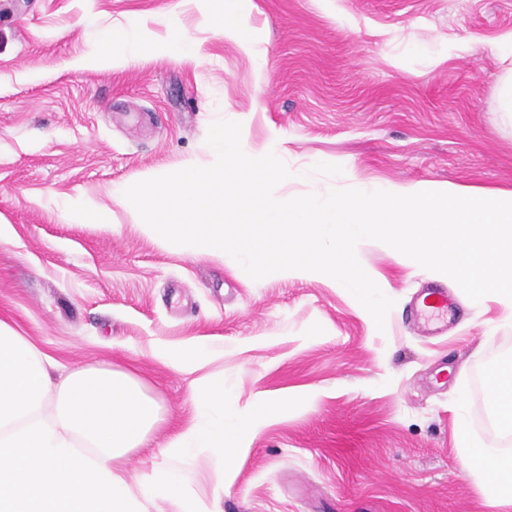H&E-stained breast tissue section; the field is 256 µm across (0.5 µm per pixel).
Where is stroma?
<instances>
[{"instance_id":"35a3bbf8","label":"stroma","mask_w":512,"mask_h":512,"mask_svg":"<svg viewBox=\"0 0 512 512\" xmlns=\"http://www.w3.org/2000/svg\"><path fill=\"white\" fill-rule=\"evenodd\" d=\"M214 0H0V320L71 370L132 372L162 407L145 447L114 459L133 479L178 468L164 445L191 418L192 384L223 378L230 406L288 394L261 417L232 468L208 453L191 490L204 512H496L454 443L465 400L474 449L485 375L512 355V318L460 286L448 332L408 316L433 272L373 240L359 261L394 302L377 330L326 278L252 279L232 258L159 248L115 188L192 157L207 161L218 119L247 148L279 135L289 170L275 196L319 195L377 179L512 189V125L496 107L492 42L512 31V0H250L248 45L215 30ZM136 25L172 51L73 70L101 37ZM90 198L112 228L72 224ZM209 338L211 360L181 373L154 355ZM223 494H216L220 483Z\"/></svg>"}]
</instances>
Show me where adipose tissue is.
I'll return each instance as SVG.
<instances>
[{
    "label": "adipose tissue",
    "instance_id": "adipose-tissue-1",
    "mask_svg": "<svg viewBox=\"0 0 512 512\" xmlns=\"http://www.w3.org/2000/svg\"><path fill=\"white\" fill-rule=\"evenodd\" d=\"M179 50L189 55L193 44L179 30L170 31L165 40L146 41L137 28L114 33L99 54L74 61V68L88 66H122L134 56H159L170 50ZM489 407L501 430L512 432V357H501L487 373ZM227 391L223 380L212 378L191 390L194 415L184 429L171 437L166 448L169 453L184 459H192L201 449L218 452L224 467H231L240 451L249 429L259 415L271 416L287 409V397L267 399L249 410H227ZM470 471L483 478V493L486 500L498 512H512V455L495 448L480 450ZM191 474L189 468H155L149 475L141 477V495L162 496L171 500L177 512H202L199 504L189 495Z\"/></svg>",
    "mask_w": 512,
    "mask_h": 512
}]
</instances>
